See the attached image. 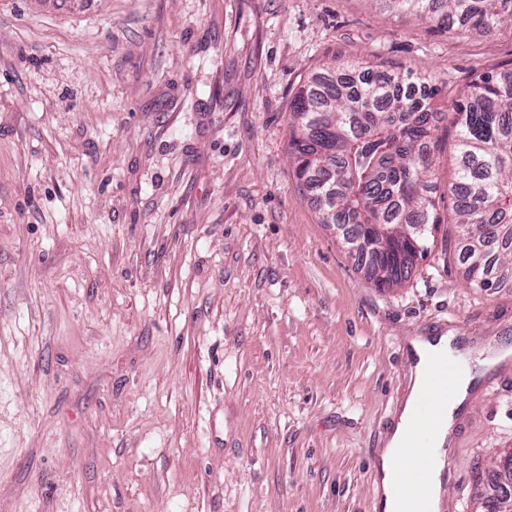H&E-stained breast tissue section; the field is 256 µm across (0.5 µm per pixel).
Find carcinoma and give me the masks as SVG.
<instances>
[{
  "label": "carcinoma",
  "mask_w": 512,
  "mask_h": 512,
  "mask_svg": "<svg viewBox=\"0 0 512 512\" xmlns=\"http://www.w3.org/2000/svg\"><path fill=\"white\" fill-rule=\"evenodd\" d=\"M386 11L407 14L446 32L512 34V0H377ZM443 89L426 77L371 74L353 85L325 75L310 78L289 105L290 151L296 179L314 195L323 224L381 229L369 252V277L379 288L403 284L405 253L421 262L435 239L414 247L402 228H440L435 185L434 131L442 119L435 101ZM457 127V175L451 186L460 229L464 279L478 288L512 281V71L484 75L452 102ZM507 483L484 501L486 512H512V457Z\"/></svg>",
  "instance_id": "cac0c4a2"
}]
</instances>
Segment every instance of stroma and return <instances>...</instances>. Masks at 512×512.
<instances>
[{
  "label": "stroma",
  "instance_id": "1",
  "mask_svg": "<svg viewBox=\"0 0 512 512\" xmlns=\"http://www.w3.org/2000/svg\"><path fill=\"white\" fill-rule=\"evenodd\" d=\"M456 97L512 70V35L438 33L376 0H0V512H374L404 339L512 342V288L442 225L376 287L294 176L288 108L328 63ZM512 383L454 454L484 512Z\"/></svg>",
  "mask_w": 512,
  "mask_h": 512
}]
</instances>
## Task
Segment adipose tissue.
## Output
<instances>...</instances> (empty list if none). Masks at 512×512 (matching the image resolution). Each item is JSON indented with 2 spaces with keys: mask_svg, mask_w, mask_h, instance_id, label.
I'll return each instance as SVG.
<instances>
[{
  "mask_svg": "<svg viewBox=\"0 0 512 512\" xmlns=\"http://www.w3.org/2000/svg\"><path fill=\"white\" fill-rule=\"evenodd\" d=\"M472 375L458 373L448 388V416L441 422L427 423L428 444L438 455L455 447L459 429L457 412L469 396ZM425 380L420 368H413L407 388L396 411L395 421L385 438V449L377 465L375 489L384 498V512H409L415 504H422L423 512H438L443 496L441 465H433L422 477V484L409 487L397 483L398 473L409 469L417 455L411 447L412 423L410 414L421 395Z\"/></svg>",
  "mask_w": 512,
  "mask_h": 512,
  "instance_id": "1",
  "label": "adipose tissue"
}]
</instances>
